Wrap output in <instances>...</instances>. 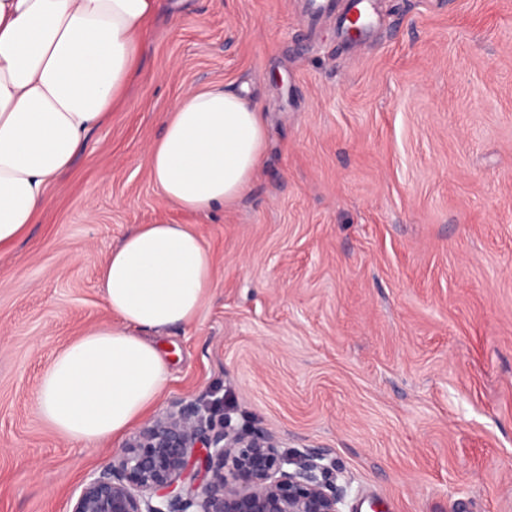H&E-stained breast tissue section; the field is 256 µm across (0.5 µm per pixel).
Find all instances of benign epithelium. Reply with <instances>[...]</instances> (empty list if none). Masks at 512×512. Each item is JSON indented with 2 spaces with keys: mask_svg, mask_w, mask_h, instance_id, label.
<instances>
[{
  "mask_svg": "<svg viewBox=\"0 0 512 512\" xmlns=\"http://www.w3.org/2000/svg\"><path fill=\"white\" fill-rule=\"evenodd\" d=\"M324 460L180 398L85 476L70 512H343Z\"/></svg>",
  "mask_w": 512,
  "mask_h": 512,
  "instance_id": "7a95c632",
  "label": "benign epithelium"
}]
</instances>
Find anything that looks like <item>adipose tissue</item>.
<instances>
[{
	"instance_id": "ef3b65f1",
	"label": "adipose tissue",
	"mask_w": 512,
	"mask_h": 512,
	"mask_svg": "<svg viewBox=\"0 0 512 512\" xmlns=\"http://www.w3.org/2000/svg\"><path fill=\"white\" fill-rule=\"evenodd\" d=\"M157 8L158 0H0V249L35 223L49 186L122 98ZM162 126L149 175L185 213L231 206L262 165L264 114L244 91L186 90ZM215 284L211 254L188 225L160 219L127 234L99 271L111 319L45 367L34 392L39 418L87 449L120 439L169 384L161 335L194 323Z\"/></svg>"
}]
</instances>
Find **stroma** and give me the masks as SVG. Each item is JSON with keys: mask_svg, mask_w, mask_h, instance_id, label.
<instances>
[{"mask_svg": "<svg viewBox=\"0 0 512 512\" xmlns=\"http://www.w3.org/2000/svg\"><path fill=\"white\" fill-rule=\"evenodd\" d=\"M358 41L303 0H160L122 104L0 253V512H69L121 441L37 417L45 366L106 322L127 232L191 224L217 272L163 337L161 401L324 451L344 512H512V0H374ZM246 88L268 124L241 199L182 213L148 175L188 88Z\"/></svg>", "mask_w": 512, "mask_h": 512, "instance_id": "1", "label": "stroma"}]
</instances>
